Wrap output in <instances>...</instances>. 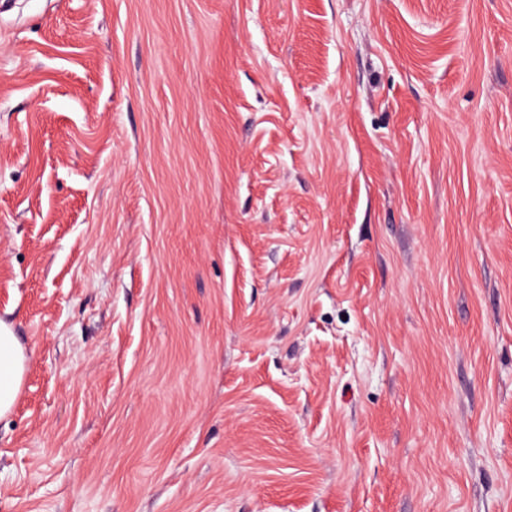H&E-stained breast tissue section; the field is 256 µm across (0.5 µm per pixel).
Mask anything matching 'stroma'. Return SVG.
<instances>
[{"label": "stroma", "mask_w": 512, "mask_h": 512, "mask_svg": "<svg viewBox=\"0 0 512 512\" xmlns=\"http://www.w3.org/2000/svg\"><path fill=\"white\" fill-rule=\"evenodd\" d=\"M0 512H512V0H0ZM26 356L13 330L0 322V417L9 413L19 394Z\"/></svg>", "instance_id": "1"}]
</instances>
